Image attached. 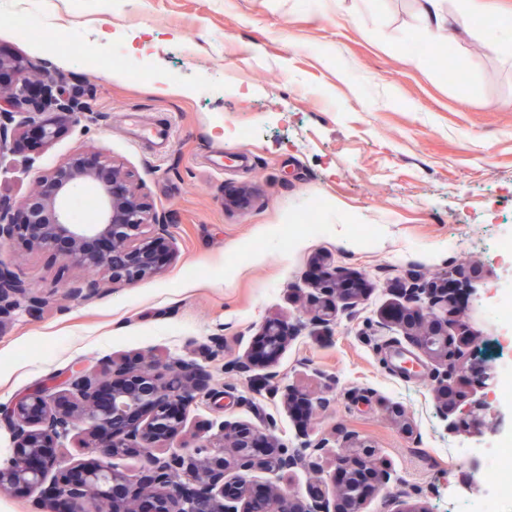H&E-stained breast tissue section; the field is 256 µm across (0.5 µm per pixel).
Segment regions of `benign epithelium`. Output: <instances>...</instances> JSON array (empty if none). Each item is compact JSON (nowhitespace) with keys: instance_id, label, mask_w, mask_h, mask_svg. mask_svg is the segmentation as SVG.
Here are the masks:
<instances>
[{"instance_id":"1","label":"benign epithelium","mask_w":512,"mask_h":512,"mask_svg":"<svg viewBox=\"0 0 512 512\" xmlns=\"http://www.w3.org/2000/svg\"><path fill=\"white\" fill-rule=\"evenodd\" d=\"M4 70L12 72L14 80L0 85V155L10 138L17 143L36 130L49 142L52 126L77 123L90 112L87 98L93 92L63 87L64 78L44 64L0 55V72ZM48 114L52 118H46ZM83 184L93 185L98 195L97 220L92 224L73 218V203ZM12 210L10 201L0 198V246L19 241L30 250L53 252L64 267L83 273L70 286L75 294L93 293L106 281L114 287L133 285L156 275L163 261L176 259V254L158 247L168 225L141 187L121 164L97 150L78 152L38 176L37 188L20 202L18 213ZM326 293L315 321L336 319L338 301L355 311L357 300L343 274L334 277V287ZM31 294L29 283L0 265V330ZM404 296L406 303L429 309L427 319L408 325L405 335L436 363V412L446 417L457 404L448 385L456 371L448 362V322L454 320L456 306L446 288L413 283ZM436 306L444 318L431 312ZM284 330L280 319L266 321L265 356L260 361L249 356L234 361L236 371L262 368L266 377L276 379L271 367L286 347ZM205 378L203 368L183 359L150 366L113 361L98 371L71 369L64 403L42 390L0 408V419L8 423L14 443L12 456L0 464V488L39 491L41 512H95L98 500L123 484L126 501L112 512H144L140 502L146 498L153 504L149 512H363L372 488L390 482L391 474L377 467L370 451L348 436L338 459L342 478L333 498L317 495L306 501L274 484L265 495L256 496L245 472L279 474L310 468L325 440L290 448L269 436L259 452L254 448L255 430L222 421L217 433L201 444H175L185 431L187 408L205 389ZM71 432L82 447L103 449L105 460L90 468L68 462L58 441ZM131 453L145 459L144 474L134 485L108 462ZM52 472L56 479L46 491L42 486Z\"/></svg>"}]
</instances>
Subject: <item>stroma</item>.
<instances>
[{
	"label": "stroma",
	"instance_id": "stroma-1",
	"mask_svg": "<svg viewBox=\"0 0 512 512\" xmlns=\"http://www.w3.org/2000/svg\"><path fill=\"white\" fill-rule=\"evenodd\" d=\"M20 7L65 50L19 36L5 16ZM472 19L430 39L415 0H0V54L46 62L94 94L92 119L61 125L49 145L30 133L0 161V196L18 201L41 171L94 147L142 184L178 254L154 277L80 297L68 292L79 271L50 253L0 249L39 299L0 331V406L45 385L61 393L74 366L192 360L220 394L188 408L183 441L204 442L223 421L291 448L327 441L313 468L250 471L255 487L332 493L352 434L393 478L365 512L395 495L468 512L478 484L448 446L485 442L496 416L512 424L492 392L512 364V332L487 304L512 286V259L493 247L512 231V34ZM103 22L170 41L141 53L146 70L94 69ZM451 69L464 81L445 79ZM322 197L317 223H299ZM459 268L470 282L458 319L485 369L459 378L461 404L442 417L434 363L387 314L411 281L441 286ZM316 269L361 283L356 314L340 307L315 323ZM275 317L288 336L278 388L258 371H225L257 354Z\"/></svg>",
	"mask_w": 512,
	"mask_h": 512
}]
</instances>
